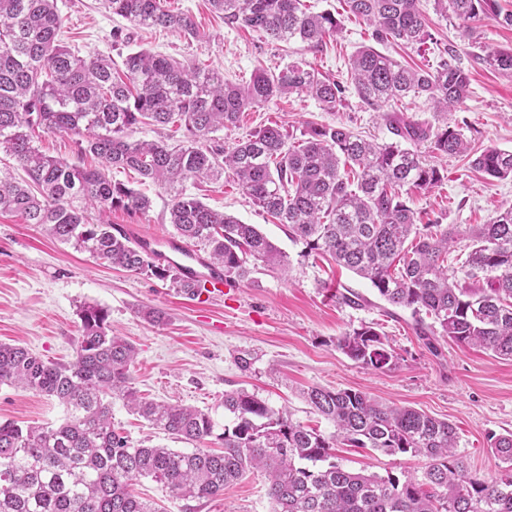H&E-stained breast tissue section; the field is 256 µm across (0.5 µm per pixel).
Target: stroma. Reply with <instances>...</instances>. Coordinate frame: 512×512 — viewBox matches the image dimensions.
<instances>
[{"instance_id":"stroma-1","label":"stroma","mask_w":512,"mask_h":512,"mask_svg":"<svg viewBox=\"0 0 512 512\" xmlns=\"http://www.w3.org/2000/svg\"><path fill=\"white\" fill-rule=\"evenodd\" d=\"M303 2L310 11L336 15L339 32L318 46L281 43L225 24L209 0H163L166 9L194 16L206 35L197 41L167 29L136 26L107 12L101 0H58V7L64 18V42L83 56L101 53L118 64L127 53L147 49L217 70L237 84L249 81L257 67L272 70L303 59L345 85L344 105L335 112L322 111L313 98L296 93L251 109L239 126L218 132L228 150L273 122L296 136L315 122L343 125L378 142L392 140L391 106L366 107L350 87L349 60L365 45L376 46L404 65L434 69L445 60L464 69L470 94L449 112V125L464 134L474 151L488 146L512 150V78L494 72L483 60L486 47L512 49V24L503 21L504 15L512 14V0H493L492 14L468 21L440 14L434 0H420L431 38L414 47L375 43L371 27L349 14L343 0ZM116 28L122 29L124 42L113 43ZM418 150L442 176L433 188L405 196L422 223L485 224L496 212L512 207V179L490 177L475 169L470 157L439 153L428 142L419 144ZM111 176L151 200L145 211L112 209L108 220L115 228L131 225L161 243L174 237L168 222L169 191L142 183L130 170L115 169ZM184 189L243 223L259 225L287 253L288 275L260 267L249 279L225 282L223 295L190 300L168 281L112 267L50 238L41 226L4 213L0 343L26 347L48 361L70 362L80 336V308L97 305L106 310L112 330L135 347L133 385L145 399L203 410L221 427L231 421L224 410L225 392L243 389L273 408L287 409L294 421L329 435L332 424L313 411L302 389L360 390L452 423L458 432L457 452L469 470L486 479L500 474L501 463L489 438L512 432V360L450 341L430 350L417 335L410 310L389 305L367 281L289 239L284 226L254 205L232 175L218 181H188ZM352 295L358 296V304L349 303ZM150 308L162 310L165 322L154 325L146 320L144 312ZM364 325L374 327L394 349L390 367L367 370L337 350L338 336ZM64 415L57 400L0 385V421L57 423ZM112 421L132 442L177 445L121 400L112 402ZM335 454L348 469L382 476H418L425 464L419 457L388 456L346 445L337 446ZM268 486L267 476L254 471L207 502L176 499L148 479L136 482L135 491L160 512H271Z\"/></svg>"}]
</instances>
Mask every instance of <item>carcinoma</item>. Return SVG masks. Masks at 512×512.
<instances>
[{"label":"carcinoma","mask_w":512,"mask_h":512,"mask_svg":"<svg viewBox=\"0 0 512 512\" xmlns=\"http://www.w3.org/2000/svg\"><path fill=\"white\" fill-rule=\"evenodd\" d=\"M344 2L349 13L373 27L378 41L411 45L428 36L419 0ZM210 3L224 14V23L273 41L319 45L340 29L335 15L312 13L302 0ZM489 4L436 0L441 13L463 20L488 13ZM103 7L140 27L205 37L192 15L165 10L161 0H103ZM62 23L57 0H0V151L25 174L0 176V213L42 225L52 238L113 266L168 279L183 293L187 285L174 267L112 233L107 222H90L78 205L101 213L149 209V197L112 182L111 169H130L142 182L172 192L170 224L186 243L207 250L209 264L224 271V279L249 278L252 261L287 272V255L257 225L181 189L189 180H217L228 171L256 206L287 227L290 238L368 280L390 305L415 316L425 313L444 340L512 360V207L487 224L462 229L417 223L402 196L404 188L426 191L440 181L438 169L402 143L429 141L451 156L469 150L464 135L448 125V112L469 93L463 69L448 63L433 71L402 65L362 47L350 63L362 103L425 96L442 124L434 128L394 116L395 140L382 143L344 126L314 123L295 142L274 124L226 151L214 134L237 126L243 112L293 93L310 95L322 110L336 112L345 86L303 60L274 71L258 67L248 84H233L218 71L143 49L127 54L118 72L110 57L80 56L65 46ZM485 62L512 77V49H492ZM177 121L184 127L179 144L133 138L141 125ZM37 132L74 136L78 153L95 156L101 166L88 169L43 153L34 144ZM472 164L494 178H512V151L487 147ZM461 236L470 239V251L450 271L448 253ZM81 323L76 356L68 364L0 343V385L38 392L66 409L58 425L0 421V512H156L135 494L133 481L149 478L176 498L210 501L250 470L269 475L273 512H512L511 432L491 442L505 467L490 481L468 472L448 421L383 404L359 390L315 386L304 392L332 423L329 436L255 394L226 392L224 410L233 419L216 435L207 412L140 398L131 377L135 350L111 334L104 309L83 306ZM336 347L371 370L394 358L371 326L337 337ZM114 399L173 439L193 443L213 436L223 451L133 444L112 425ZM338 440L390 456H421L424 471L403 481L353 471L335 461Z\"/></svg>","instance_id":"carcinoma-1"}]
</instances>
